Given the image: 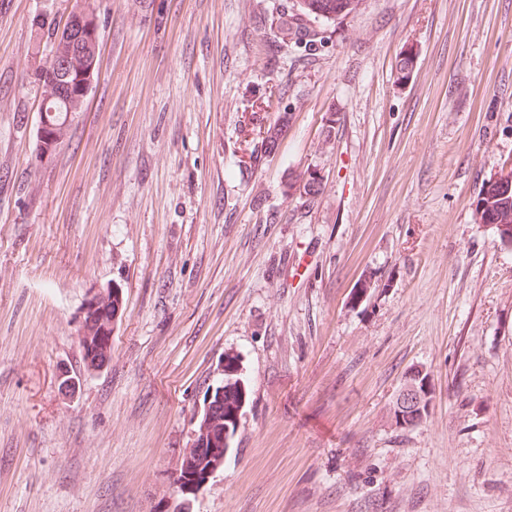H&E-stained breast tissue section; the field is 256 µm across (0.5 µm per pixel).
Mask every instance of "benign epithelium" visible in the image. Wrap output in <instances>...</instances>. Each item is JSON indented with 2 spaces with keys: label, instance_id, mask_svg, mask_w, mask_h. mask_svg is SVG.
<instances>
[{
  "label": "benign epithelium",
  "instance_id": "1",
  "mask_svg": "<svg viewBox=\"0 0 512 512\" xmlns=\"http://www.w3.org/2000/svg\"><path fill=\"white\" fill-rule=\"evenodd\" d=\"M99 21L98 0H73L66 22L54 33L53 52L35 68L34 79L42 84H54L61 92L67 91L75 79L82 98H87L98 73ZM75 58L81 62L76 69L72 66ZM50 130L43 112L39 122V143L44 157L51 154L57 143ZM422 377L423 374L416 371L409 374L397 397L400 410L417 420L428 412L432 397L431 385L427 380L421 381Z\"/></svg>",
  "mask_w": 512,
  "mask_h": 512
}]
</instances>
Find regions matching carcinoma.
<instances>
[{
	"instance_id": "1",
	"label": "carcinoma",
	"mask_w": 512,
	"mask_h": 512,
	"mask_svg": "<svg viewBox=\"0 0 512 512\" xmlns=\"http://www.w3.org/2000/svg\"><path fill=\"white\" fill-rule=\"evenodd\" d=\"M359 0H297L301 15L326 21H336L356 9ZM44 98L60 104L63 111L57 113L54 121L58 138L66 135V116L69 112H80L83 101L80 94L72 92L66 101L55 99L56 89L43 86ZM478 198L482 206L475 208V221L478 224L505 225L507 229L498 234L512 232V169L499 172L487 179L481 187ZM108 316H97L91 320L86 341L79 343L85 367L96 371L110 361L112 336L108 334ZM246 401V387L236 359H226L222 385L215 386L214 398L202 419L210 421L206 433L199 435L192 446L185 449L176 478V483L185 486L194 476L208 469L220 470L224 466V455L228 451V440L233 436L238 423V415Z\"/></svg>"
}]
</instances>
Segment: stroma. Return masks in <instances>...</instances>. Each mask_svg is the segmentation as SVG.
Listing matches in <instances>:
<instances>
[{
    "instance_id": "obj_1",
    "label": "stroma",
    "mask_w": 512,
    "mask_h": 512,
    "mask_svg": "<svg viewBox=\"0 0 512 512\" xmlns=\"http://www.w3.org/2000/svg\"><path fill=\"white\" fill-rule=\"evenodd\" d=\"M294 2L101 0L44 157L38 25L71 0H0V512H512V245L474 220L512 167V0ZM112 286L90 372L76 322ZM228 356L230 450L178 491ZM360 0H297L299 15L336 21L356 9ZM107 292H112V300H110L111 295H108L106 298H103L101 302H99L98 307L93 310V312L86 317V322L89 321L91 315L96 314L101 308L106 309L109 307V311L112 307V312L109 315L100 316L98 315L96 318H93L90 323L89 330L87 331V336H85L86 341H79V346L82 353V358L85 363V367L87 370L96 371L103 367L104 363L107 364L111 358L112 352V336L108 334L106 331H110L107 328L108 318L111 322L112 327V318L116 315L117 311L120 310L119 313L115 316V320H117L119 316V320L122 317V293L118 288H106V289H98L93 292L91 297L89 298L82 315L78 321V340L83 337V323L84 316L91 305H95L97 300L106 295ZM99 322V323H98ZM423 375L422 372L419 374L418 371H415L406 378V382L396 399L397 402L395 401L390 411L391 423L396 429L406 430L411 427L400 424L401 414L398 406L400 410L405 412L406 416L410 415L415 418L414 421H410L411 424L418 419H423L425 413L428 412L432 397L431 385L428 378L424 382L418 383Z\"/></svg>"
}]
</instances>
